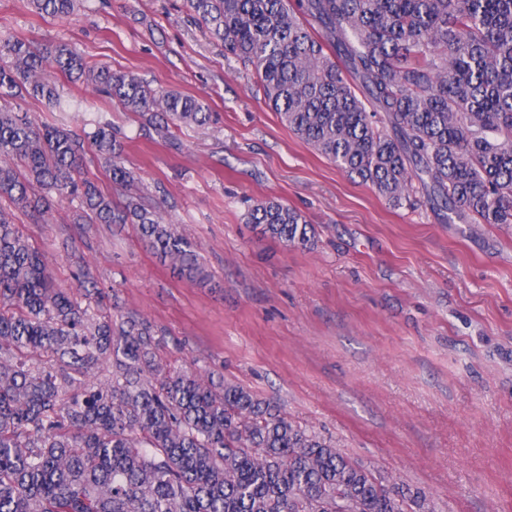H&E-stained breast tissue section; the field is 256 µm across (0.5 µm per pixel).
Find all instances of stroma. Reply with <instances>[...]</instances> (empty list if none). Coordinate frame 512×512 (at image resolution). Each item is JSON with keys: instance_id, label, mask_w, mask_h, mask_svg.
I'll return each instance as SVG.
<instances>
[{"instance_id": "obj_1", "label": "stroma", "mask_w": 512, "mask_h": 512, "mask_svg": "<svg viewBox=\"0 0 512 512\" xmlns=\"http://www.w3.org/2000/svg\"><path fill=\"white\" fill-rule=\"evenodd\" d=\"M0 33L74 44L91 63L203 99V126L164 140L79 84L69 105L21 110L77 134L112 123L123 161L194 244L205 284L182 278L129 224L18 215L58 286L89 264L119 304L164 333L161 356L195 363L331 439L350 458L424 490L439 512H512V226L450 224L425 198L389 205L301 141L251 72L184 0H84L52 19L0 0ZM297 208L315 243L258 238L260 200Z\"/></svg>"}]
</instances>
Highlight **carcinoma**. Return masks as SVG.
I'll return each mask as SVG.
<instances>
[{"label":"carcinoma","instance_id":"cac0c4a2","mask_svg":"<svg viewBox=\"0 0 512 512\" xmlns=\"http://www.w3.org/2000/svg\"><path fill=\"white\" fill-rule=\"evenodd\" d=\"M264 102L339 169L399 205L422 193L463 224H512V0H185ZM77 0H29L70 17ZM0 100L61 108L54 75L127 112L204 125L203 101L91 64L70 44L0 35ZM131 186L107 121L87 139L0 107V199L41 221L66 199L75 224H132L180 275L192 244L138 195L84 178L86 155ZM248 223L287 247L315 230L275 199ZM58 288L0 207V512H437L271 402L161 359L158 329L85 265Z\"/></svg>","mask_w":512,"mask_h":512}]
</instances>
